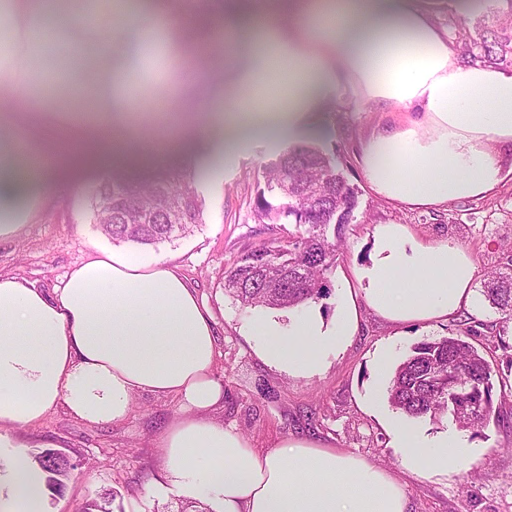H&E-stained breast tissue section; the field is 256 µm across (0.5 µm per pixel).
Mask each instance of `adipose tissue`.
Instances as JSON below:
<instances>
[{
	"label": "adipose tissue",
	"mask_w": 512,
	"mask_h": 512,
	"mask_svg": "<svg viewBox=\"0 0 512 512\" xmlns=\"http://www.w3.org/2000/svg\"><path fill=\"white\" fill-rule=\"evenodd\" d=\"M288 14L280 44L288 59L287 94L266 102L256 84L260 62L238 38L234 70L218 111L238 122L237 89L254 88L278 128L304 138L323 127L324 112L374 107L400 113L375 129L359 152L361 176L380 200L431 211L481 200L502 180L500 153L512 154V70L463 59L422 0H280ZM319 29L304 41L298 28ZM32 0H0V75L18 50L45 41ZM111 61L95 98L104 123L117 122L121 77L131 59L104 47ZM479 267L458 244H426L401 224L375 230L371 265L357 270L362 297L339 289L336 318L308 307L290 326L271 316L251 334L257 355L290 376L321 372L326 353L357 328L358 300L381 318L404 324L444 321L471 304ZM212 314L179 273L157 261L112 249L71 270L45 291L0 275V447L14 430L63 405L90 423L127 417L142 393L178 399L181 412L156 439L173 485L223 512H409L397 479L338 448L290 441L254 448L210 416L224 401L214 379ZM394 447L410 472H447L479 453L466 434L434 437L386 415ZM45 486L25 455L0 470V512H44Z\"/></svg>",
	"instance_id": "ef3b65f1"
}]
</instances>
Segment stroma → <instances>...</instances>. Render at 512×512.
Returning <instances> with one entry per match:
<instances>
[{"label": "stroma", "mask_w": 512, "mask_h": 512, "mask_svg": "<svg viewBox=\"0 0 512 512\" xmlns=\"http://www.w3.org/2000/svg\"><path fill=\"white\" fill-rule=\"evenodd\" d=\"M435 20L444 26L464 23L472 37L495 28L507 12L504 0H424ZM195 16L186 27L188 46L207 48L204 64L166 54L160 43L152 49L158 64L131 79L127 108L129 124L140 138L130 163L105 169L55 167L44 191L15 234L0 236V274H9L40 288L59 285L75 266L95 258L112 240L100 233L90 207L93 191L103 179L193 175L203 203V221L186 237L139 249V256L176 268L211 309L219 355L215 375L224 386V405L213 418L234 428L254 447L269 448L304 438L344 449L393 473L409 497L412 512H512V391L499 398L500 411L468 437L480 453L469 466L446 474H410L402 467V452L392 447L382 415V403L371 412L363 405L375 384V356L394 345V361H401L422 341L459 335L458 317L430 323L391 325L359 309V329L334 356L325 372L292 378L270 368L254 352L245 329L263 316L260 308H244L224 292L223 277L245 249L276 239L286 241L287 219L267 226L258 222V194L279 204L266 192L263 168L292 146L278 131L256 139L243 138L239 127L222 125L216 136L235 138L237 149L214 167H205L209 146L191 136L196 122L206 121L216 92L230 73L224 56L215 52V34L225 0H189ZM122 9L115 0H99L93 32L75 28L56 35L42 57L18 59L16 87L9 101L13 112L26 118L16 126V140L37 142L56 152L94 153L95 140L86 138L98 122L75 98L76 89L94 82L108 60L101 44L121 27ZM39 88L53 111L67 122L44 119L31 108L29 91ZM387 112H330L328 129L309 139L337 165L346 181L358 190V205L347 226L326 290L313 303L325 321L336 317V293L343 281L354 279L357 268L370 265L374 232L379 224H402L419 241H451L463 246L482 273L504 262L503 245L512 240V155L501 154L502 181L482 200L449 203L433 212L398 208L376 199L363 181L357 162L361 143L379 125L391 121ZM470 338L491 366L505 370L507 357L491 326L498 318L487 302L478 301L472 313ZM180 413L176 400L143 393L135 397L128 416L112 424H92L57 407L40 422L16 431L27 453L47 444L75 464L61 493L48 496L46 512H81L86 501L102 490L113 494L112 512H155L168 505L176 512L182 497L160 468L153 447L158 431Z\"/></svg>", "instance_id": "stroma-1"}]
</instances>
